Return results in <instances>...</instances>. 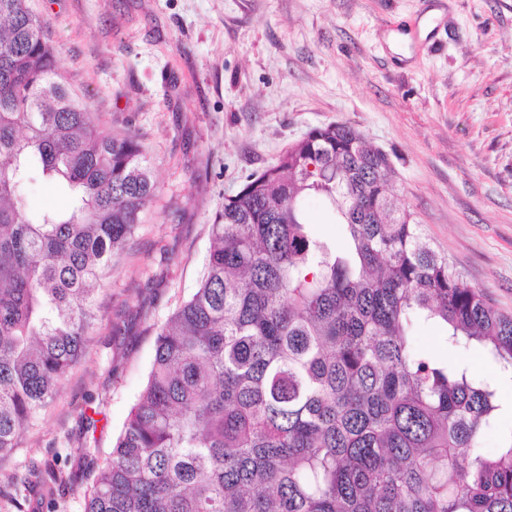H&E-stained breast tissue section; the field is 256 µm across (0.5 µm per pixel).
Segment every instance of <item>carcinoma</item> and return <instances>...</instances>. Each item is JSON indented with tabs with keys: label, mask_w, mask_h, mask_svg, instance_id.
<instances>
[{
	"label": "carcinoma",
	"mask_w": 512,
	"mask_h": 512,
	"mask_svg": "<svg viewBox=\"0 0 512 512\" xmlns=\"http://www.w3.org/2000/svg\"><path fill=\"white\" fill-rule=\"evenodd\" d=\"M28 0H0V459L86 350L93 298L157 193L142 143L98 126ZM388 155L311 130L214 215L199 287L161 326L147 381L84 512H512L498 387L416 343L431 325L512 377L494 308L393 204ZM54 183L64 210L31 213ZM320 196L339 245L308 230ZM74 476L30 491L55 512ZM27 205L31 213L42 209H64L69 205L68 197L41 180L33 182L27 191Z\"/></svg>",
	"instance_id": "carcinoma-1"
}]
</instances>
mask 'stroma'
<instances>
[{"instance_id":"35a3bbf8","label":"stroma","mask_w":512,"mask_h":512,"mask_svg":"<svg viewBox=\"0 0 512 512\" xmlns=\"http://www.w3.org/2000/svg\"><path fill=\"white\" fill-rule=\"evenodd\" d=\"M96 124L137 135L158 197L96 295L100 319L60 396L0 462V512L30 471L75 474L58 512H84L90 461L142 391L154 340L205 270L210 225L249 174L311 129L356 127L396 169L398 207L474 287L512 314V0H28ZM512 428V380L484 354Z\"/></svg>"}]
</instances>
